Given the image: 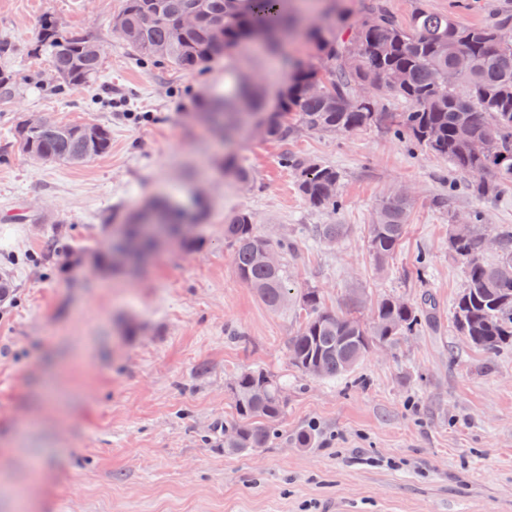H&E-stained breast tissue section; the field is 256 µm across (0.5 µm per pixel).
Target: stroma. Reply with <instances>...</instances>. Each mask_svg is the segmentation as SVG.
Wrapping results in <instances>:
<instances>
[{"instance_id":"stroma-1","label":"stroma","mask_w":512,"mask_h":512,"mask_svg":"<svg viewBox=\"0 0 512 512\" xmlns=\"http://www.w3.org/2000/svg\"><path fill=\"white\" fill-rule=\"evenodd\" d=\"M123 4L0 0V41L14 45L17 73L14 95L0 102V218L20 216L0 221V265L15 286L0 304V512H512V346L489 356L457 334L465 274L448 249L452 212L476 209L491 231H512V187L475 198L469 174L381 124L302 130L285 142L248 130L226 149L197 113L238 73L262 78L277 109L288 70L241 53L191 72L141 64L112 33ZM508 4L426 0L463 26ZM47 17L101 43L89 86L59 88L48 59L32 52ZM29 116L108 124L111 149L79 166L36 162L14 141ZM230 151L252 183L225 173ZM286 155L340 170L338 213L302 200ZM394 187L413 197L410 224L379 271L369 226ZM161 195L195 216V247L163 246L137 273L98 265L108 215H133ZM243 209L262 234L294 243L285 263L295 293L279 309L235 273L224 221ZM313 224H344L348 234L324 245L304 234ZM57 226L84 247L79 265L45 255ZM307 288L331 307L430 297L437 320L375 349L348 376L311 380L287 355ZM257 366L286 385L287 436L225 455L204 436L234 413L233 376ZM312 425L317 441L296 443Z\"/></svg>"}]
</instances>
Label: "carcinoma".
<instances>
[{
    "label": "carcinoma",
    "instance_id": "carcinoma-1",
    "mask_svg": "<svg viewBox=\"0 0 512 512\" xmlns=\"http://www.w3.org/2000/svg\"><path fill=\"white\" fill-rule=\"evenodd\" d=\"M341 0H125L112 17L122 27L118 37L141 59L180 70L202 67L232 51L269 54L289 66L285 48L298 37L315 50L319 67L292 64L293 94L278 111H265L263 91L235 79L224 99L203 118L233 139L260 118L266 136L281 140L296 130L327 134L359 131L383 121L399 142L440 156L456 169L474 177L472 194L484 199L512 187V10L492 14L481 25L463 27L447 14L430 11L425 0H415L408 20L398 22L384 0L359 19L350 21ZM189 10L199 21L181 25ZM35 49L50 55L60 82L71 88L88 83L99 71L101 53L95 41L70 31L61 22H47L39 30ZM465 56L469 65L458 72L456 82L437 92L448 77L455 58ZM398 71L402 82L390 97L405 104L400 112L384 111L381 100L364 101L358 88ZM316 80L321 94H310L305 85ZM294 116V123L287 122ZM62 125L46 121L37 129L18 125V147L27 155L56 163L82 164L110 149L111 132L104 124ZM487 146L476 155L469 142ZM283 161L297 173L301 198L311 208L336 212L342 209L341 172L332 165L306 164L294 157ZM224 169L237 182L251 180L249 169L235 156L224 158ZM410 198L385 196L371 225L368 248L379 266L393 259L406 233ZM162 225L176 236L184 220L170 201L158 200L147 215L137 214L119 225L122 235L136 248H153L148 224ZM452 229L449 249L463 263L466 284L455 302L454 319L461 336L476 350L493 354L512 343V232L495 234L500 251L494 264L483 260L486 226L479 212L458 219L448 216ZM346 232L343 224H315L312 238L334 244ZM224 239L234 247V268L239 279L253 289L271 309L282 307L291 287L286 265L270 266L262 253L287 254L290 240L272 241L253 224L251 212L238 211L224 220ZM50 252L83 255L68 237L52 238ZM303 321L288 338V360L303 376L336 379L350 374L377 346H389L436 321V304L427 297L419 303H402L391 296L379 298L372 307L377 321L364 322L357 315L358 300L330 309L321 293L308 288L299 296ZM286 385L260 367L237 374L235 415L214 431L213 439L224 452L241 454L266 448L279 438L286 404Z\"/></svg>",
    "mask_w": 512,
    "mask_h": 512
}]
</instances>
